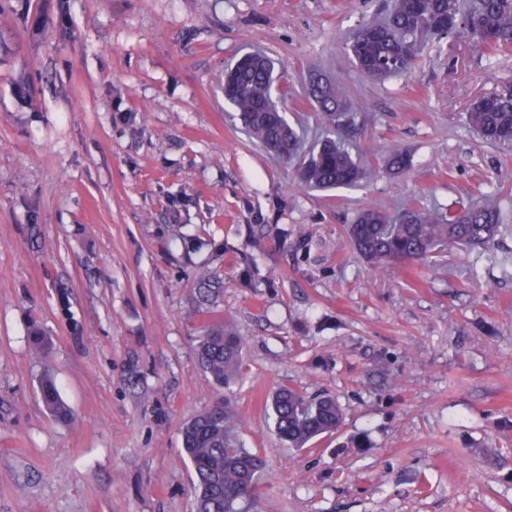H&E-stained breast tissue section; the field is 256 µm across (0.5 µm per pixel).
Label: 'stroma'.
<instances>
[{"instance_id": "35a3bbf8", "label": "stroma", "mask_w": 512, "mask_h": 512, "mask_svg": "<svg viewBox=\"0 0 512 512\" xmlns=\"http://www.w3.org/2000/svg\"><path fill=\"white\" fill-rule=\"evenodd\" d=\"M391 4L0 0V512H193L181 429L224 397L266 461L261 512H512V145L465 121L512 85V50L432 40L409 78H369L347 44ZM256 50L307 142L318 71L359 148L412 167L300 186L224 100ZM479 191L504 214L493 248L377 272L348 243L364 208ZM206 271L224 281L208 311L244 344L220 392L195 356ZM47 371L67 422L40 399ZM284 385L335 397L342 428L290 448L268 418Z\"/></svg>"}]
</instances>
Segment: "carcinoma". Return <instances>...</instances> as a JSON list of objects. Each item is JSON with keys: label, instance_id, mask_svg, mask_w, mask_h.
<instances>
[{"label": "carcinoma", "instance_id": "1", "mask_svg": "<svg viewBox=\"0 0 512 512\" xmlns=\"http://www.w3.org/2000/svg\"><path fill=\"white\" fill-rule=\"evenodd\" d=\"M455 38L468 35L487 58L512 47V0H475L466 7L460 0H397L378 29L366 26L350 38L347 49L356 68L373 79L406 76L412 72L423 37ZM275 79L269 57H252L239 67L224 99L239 113L247 133L284 162L298 161L299 182L313 189L349 188L366 175L373 158L392 174L406 172L411 154L392 147L368 148L354 155L346 142L358 133L347 96L331 81L310 79L307 97L323 118L325 134L305 156L302 143L281 107L285 93L272 95ZM469 127L484 139L512 144V92H494L475 100L466 112ZM500 209L492 204L461 205L447 212L428 207L417 198L396 207L393 214L368 207L346 225L350 245L369 265L386 268L396 263L427 265L450 249L492 244L501 230ZM222 287L216 276L200 280L197 302L212 300ZM196 354L211 383L221 390L239 372L242 346L228 324L214 317L200 320ZM41 400L58 421L71 416L54 378L40 385ZM280 439L301 449L323 434L338 431L344 413L335 398L310 400L291 387L272 397L271 414ZM236 412L222 401L208 408L182 429V449L196 479L194 512H254L261 496L265 460L241 443Z\"/></svg>", "mask_w": 512, "mask_h": 512}]
</instances>
